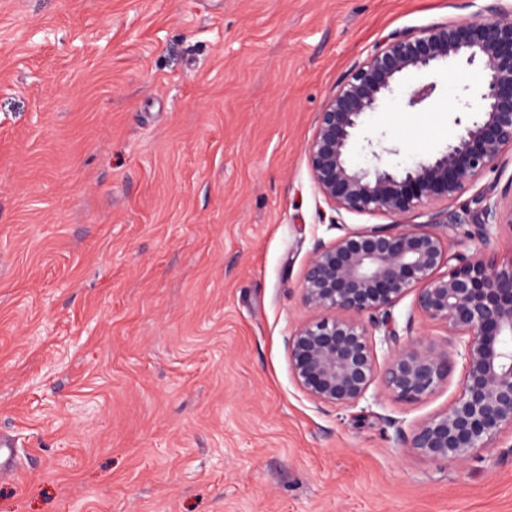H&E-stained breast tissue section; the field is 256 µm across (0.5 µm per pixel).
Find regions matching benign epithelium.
Listing matches in <instances>:
<instances>
[{
    "label": "benign epithelium",
    "instance_id": "benign-epithelium-1",
    "mask_svg": "<svg viewBox=\"0 0 512 512\" xmlns=\"http://www.w3.org/2000/svg\"><path fill=\"white\" fill-rule=\"evenodd\" d=\"M461 60L480 65L479 117L455 124L462 131L446 148L411 166L352 163L349 150L363 119L400 88L412 72ZM437 82L408 85L406 104L422 108ZM512 152V15L498 4L481 18L433 23L391 33L376 44L318 112L307 148L319 195L334 210L415 217L418 223L372 224L319 245L308 259L301 302L314 313L288 336L293 379L312 400L351 408L371 387L418 401L444 384L462 364L458 394L449 406L413 426L408 447L434 462L467 465L512 431V264L497 267L451 249L448 226L460 216L441 207L457 199L483 172ZM480 220L470 236L482 241L509 229L512 250V179L496 196L474 199ZM421 315L456 337L454 357L433 353L420 339L401 336L392 309L408 295ZM386 348L385 366L377 346Z\"/></svg>",
    "mask_w": 512,
    "mask_h": 512
}]
</instances>
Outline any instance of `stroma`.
<instances>
[{
	"mask_svg": "<svg viewBox=\"0 0 512 512\" xmlns=\"http://www.w3.org/2000/svg\"><path fill=\"white\" fill-rule=\"evenodd\" d=\"M490 0H0V512H512V435L465 466L408 448L434 394L337 408L295 384L305 265L340 229L307 147L384 36ZM476 66L406 76L366 142L409 165L460 131ZM512 178V155L450 208ZM438 353L454 339L403 299ZM437 89L436 81L420 83L418 85H408L404 89L406 104L413 109L422 108L425 103L434 95ZM15 448L13 440L4 434L0 435V478L16 476Z\"/></svg>",
	"mask_w": 512,
	"mask_h": 512,
	"instance_id": "stroma-1",
	"label": "stroma"
}]
</instances>
